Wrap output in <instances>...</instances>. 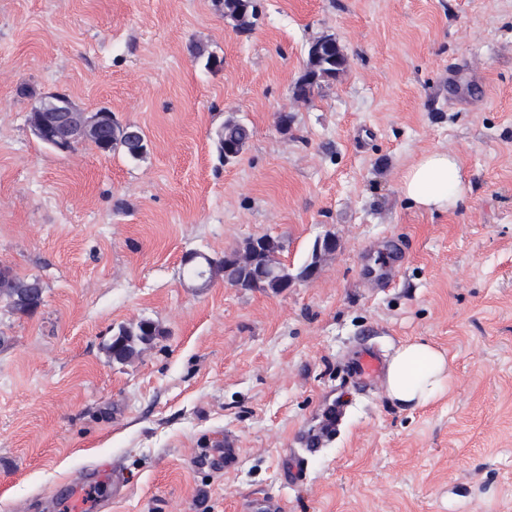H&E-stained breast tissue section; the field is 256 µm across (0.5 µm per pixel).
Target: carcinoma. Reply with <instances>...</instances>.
Returning a JSON list of instances; mask_svg holds the SVG:
<instances>
[{
	"instance_id": "cac0c4a2",
	"label": "carcinoma",
	"mask_w": 512,
	"mask_h": 512,
	"mask_svg": "<svg viewBox=\"0 0 512 512\" xmlns=\"http://www.w3.org/2000/svg\"><path fill=\"white\" fill-rule=\"evenodd\" d=\"M224 19L230 21L239 33H249L256 24L258 9L256 0H219ZM347 57L340 44L331 34L315 39L308 48L305 70L296 82L295 96L300 100L309 98L314 89L334 80L344 73ZM105 135L93 143L105 154L120 153L130 160H140L146 154L141 145L144 135L138 128L121 125L114 120L104 122ZM251 139V130L240 120L230 117L217 132V147L220 156L230 161L239 157ZM283 242L270 235L251 237L240 245L214 258L207 254L199 256L202 273L188 267L187 276L201 288L208 287L216 278H222L232 286L244 290L260 289L279 294L293 283L304 278L309 268L318 266L324 257L336 251L334 247L313 248L311 261L293 273L281 261ZM6 299L12 311L31 316L43 303V285L36 277H20L8 268H0V298ZM163 330L151 320H141L134 325L121 326L112 336L109 353L112 361L128 363L140 355L142 350Z\"/></svg>"
}]
</instances>
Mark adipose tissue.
Wrapping results in <instances>:
<instances>
[{
    "instance_id": "obj_1",
    "label": "adipose tissue",
    "mask_w": 512,
    "mask_h": 512,
    "mask_svg": "<svg viewBox=\"0 0 512 512\" xmlns=\"http://www.w3.org/2000/svg\"><path fill=\"white\" fill-rule=\"evenodd\" d=\"M404 197L426 210L444 209L462 196L461 166L454 154L432 151L422 155L402 178ZM453 359L436 346L412 340L396 349L384 381L388 399L414 410L430 405L451 387Z\"/></svg>"
}]
</instances>
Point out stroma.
Masks as SVG:
<instances>
[{
    "mask_svg": "<svg viewBox=\"0 0 512 512\" xmlns=\"http://www.w3.org/2000/svg\"><path fill=\"white\" fill-rule=\"evenodd\" d=\"M260 4L240 34L217 0H0V266L44 284L33 316L0 301V512H60L106 465L89 512H512V0ZM324 34L346 70L296 100ZM56 93L138 126L146 155L41 143L28 118ZM230 116L252 136L226 163ZM437 150L463 196L429 212L402 177ZM262 234L292 269L324 235L336 251L280 294L183 280L187 253ZM143 319L165 336L113 362ZM417 338L453 355L449 395L353 390L360 346Z\"/></svg>",
    "mask_w": 512,
    "mask_h": 512,
    "instance_id": "35a3bbf8",
    "label": "stroma"
}]
</instances>
